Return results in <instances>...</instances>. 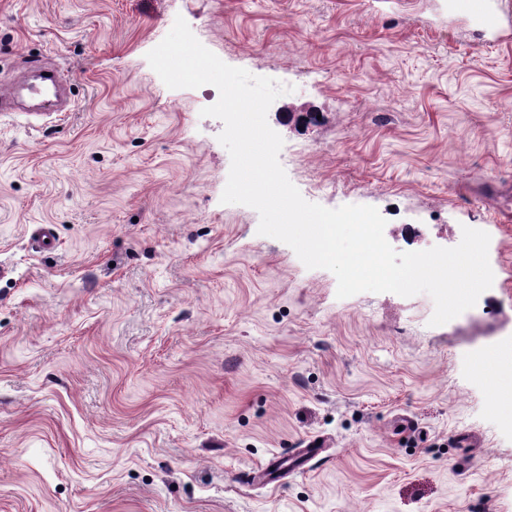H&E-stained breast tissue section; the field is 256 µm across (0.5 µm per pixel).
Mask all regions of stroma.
Returning a JSON list of instances; mask_svg holds the SVG:
<instances>
[{"label":"stroma","instance_id":"1","mask_svg":"<svg viewBox=\"0 0 512 512\" xmlns=\"http://www.w3.org/2000/svg\"><path fill=\"white\" fill-rule=\"evenodd\" d=\"M179 16L292 85L267 119L305 200L376 207L399 251L486 231L485 305L337 298L222 204L215 96L146 59ZM30 60L71 109L0 117V512H512V368L482 367L512 339V41L443 0H0V86Z\"/></svg>","mask_w":512,"mask_h":512}]
</instances>
